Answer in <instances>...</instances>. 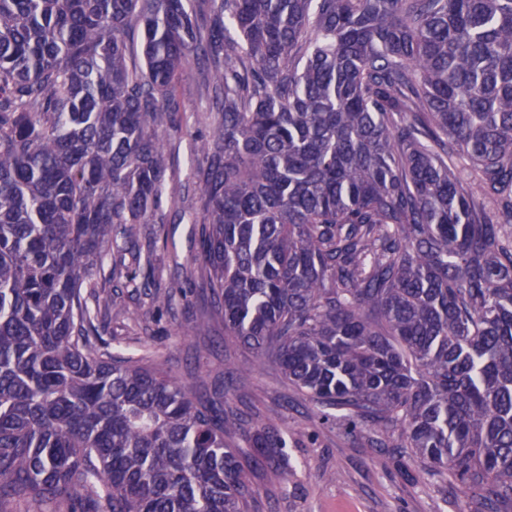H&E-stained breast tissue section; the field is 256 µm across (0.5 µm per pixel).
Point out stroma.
Listing matches in <instances>:
<instances>
[{
  "label": "stroma",
  "instance_id": "35a3bbf8",
  "mask_svg": "<svg viewBox=\"0 0 512 512\" xmlns=\"http://www.w3.org/2000/svg\"><path fill=\"white\" fill-rule=\"evenodd\" d=\"M212 73L190 64L176 88L184 113L180 129L162 133L167 161L178 176L154 224L138 245L119 244L104 270L120 264L126 275L116 292V309L100 328L122 353L148 352L169 376L195 381L198 391L227 400L248 429L283 436V463L249 470L257 490L251 512H474L462 485L443 475L421 474L418 463L398 449L374 445L378 427L366 420L323 418L273 362L261 360L224 338V317L210 288L197 277L204 215L195 157L207 149L219 115L213 105ZM151 248L154 288L129 279L133 254ZM168 294L170 307L157 308L153 295ZM207 317L206 335L192 331Z\"/></svg>",
  "mask_w": 512,
  "mask_h": 512
}]
</instances>
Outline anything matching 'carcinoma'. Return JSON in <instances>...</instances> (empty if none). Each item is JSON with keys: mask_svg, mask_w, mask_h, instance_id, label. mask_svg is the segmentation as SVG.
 I'll use <instances>...</instances> for the list:
<instances>
[{"mask_svg": "<svg viewBox=\"0 0 512 512\" xmlns=\"http://www.w3.org/2000/svg\"><path fill=\"white\" fill-rule=\"evenodd\" d=\"M191 2L0 0V512H249L228 437L278 462V435L98 335L92 268L153 223L193 61L220 112L196 176L225 336L499 512L512 0H211L206 24Z\"/></svg>", "mask_w": 512, "mask_h": 512, "instance_id": "cac0c4a2", "label": "carcinoma"}]
</instances>
